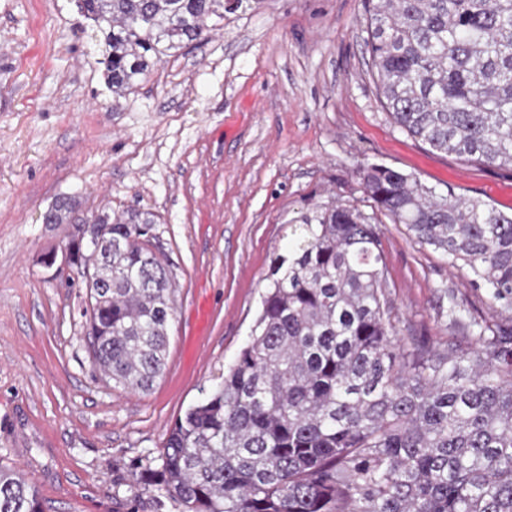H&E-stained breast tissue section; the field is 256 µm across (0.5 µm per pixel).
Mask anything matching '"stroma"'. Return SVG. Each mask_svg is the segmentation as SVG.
I'll use <instances>...</instances> for the list:
<instances>
[{"label": "stroma", "mask_w": 512, "mask_h": 512, "mask_svg": "<svg viewBox=\"0 0 512 512\" xmlns=\"http://www.w3.org/2000/svg\"><path fill=\"white\" fill-rule=\"evenodd\" d=\"M365 0H244L113 103L99 36L76 0H0V466L33 478L44 512H183L142 473L175 419L249 339L286 225L329 200L368 209L376 163L512 210V170L430 150L378 99ZM152 212L176 288L163 375L116 387L86 343V288L43 259L76 227ZM389 299L404 342L444 349L449 292L467 268L383 222Z\"/></svg>", "instance_id": "35a3bbf8"}]
</instances>
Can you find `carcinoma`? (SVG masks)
Instances as JSON below:
<instances>
[{
  "label": "carcinoma",
  "instance_id": "cac0c4a2",
  "mask_svg": "<svg viewBox=\"0 0 512 512\" xmlns=\"http://www.w3.org/2000/svg\"><path fill=\"white\" fill-rule=\"evenodd\" d=\"M243 0H77L102 36L112 99ZM383 108L434 151L512 168V0H368ZM371 212L321 206L288 230L247 346L177 417L156 473L184 512H512V213L385 165L362 169ZM462 262L490 302L466 343L402 344L379 216ZM97 224L83 315L94 366L138 393L163 374L175 288L150 212ZM0 512H43L0 469Z\"/></svg>",
  "mask_w": 512,
  "mask_h": 512
}]
</instances>
